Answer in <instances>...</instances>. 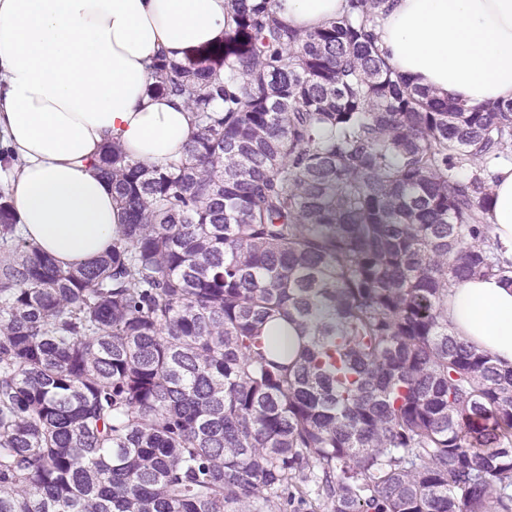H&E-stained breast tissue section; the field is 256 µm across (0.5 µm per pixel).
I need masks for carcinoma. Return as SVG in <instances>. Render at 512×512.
I'll return each mask as SVG.
<instances>
[{
  "mask_svg": "<svg viewBox=\"0 0 512 512\" xmlns=\"http://www.w3.org/2000/svg\"><path fill=\"white\" fill-rule=\"evenodd\" d=\"M384 2L304 34L232 0L224 40L158 58L198 132L164 168L104 146L125 224L88 265L0 194V512H512V367L448 326L456 281L512 283V101L393 71ZM497 180L492 184L493 200L489 216L493 234L508 248L505 257H512V162L495 168Z\"/></svg>",
  "mask_w": 512,
  "mask_h": 512,
  "instance_id": "1",
  "label": "carcinoma"
}]
</instances>
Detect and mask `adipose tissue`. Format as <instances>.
I'll use <instances>...</instances> for the list:
<instances>
[{
    "label": "adipose tissue",
    "instance_id": "ef3b65f1",
    "mask_svg": "<svg viewBox=\"0 0 512 512\" xmlns=\"http://www.w3.org/2000/svg\"><path fill=\"white\" fill-rule=\"evenodd\" d=\"M310 32L347 0H275ZM233 26L229 0H0V140L10 152L19 234L64 267L102 255L122 222L93 162L106 144L163 167L196 126L186 103L151 93L158 57ZM388 64L410 83L474 107L512 101V0H386L375 30ZM489 221L512 257V162L499 164ZM451 331L512 365V284L489 277L448 294Z\"/></svg>",
    "mask_w": 512,
    "mask_h": 512
}]
</instances>
